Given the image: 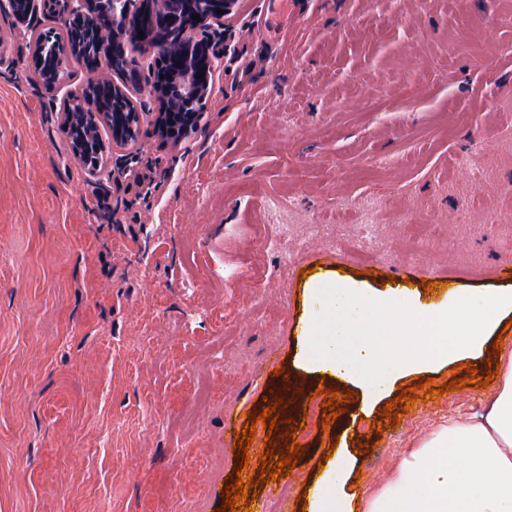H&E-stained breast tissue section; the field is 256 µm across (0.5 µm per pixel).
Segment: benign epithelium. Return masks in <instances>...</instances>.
<instances>
[{
    "label": "benign epithelium",
    "mask_w": 512,
    "mask_h": 512,
    "mask_svg": "<svg viewBox=\"0 0 512 512\" xmlns=\"http://www.w3.org/2000/svg\"><path fill=\"white\" fill-rule=\"evenodd\" d=\"M183 0H146L149 11L161 15L160 26L165 40L161 46L162 56L170 65L167 79L177 82L183 93H171L159 103L158 112L154 113V132L161 142L176 148L181 145L187 132L197 129L204 117L203 108L212 93L213 75L223 62L227 47L224 45L222 29L224 16L217 13L221 9L232 12L235 0H191L193 13L199 15L195 21L180 8ZM89 0H8V12L15 23L32 26L41 16H66L84 20L90 18ZM214 26L213 36L204 39L202 57L189 67L184 62L194 42V33L201 26ZM94 34L101 42L117 40L115 25L107 18L95 21ZM91 78L88 85L108 86L112 89L114 99L125 103L131 112L122 119H109V114L98 111V101L82 89L76 94L81 101V111L74 112L68 108L61 112L60 126L63 133L71 140L74 157H80L86 146L95 145V153L104 155L109 147L101 139L100 127L112 125V144L127 147L138 140L143 113L134 103L132 92L141 88L142 82H133L122 76L117 82L112 78L114 67L102 61L90 64Z\"/></svg>",
    "instance_id": "obj_1"
}]
</instances>
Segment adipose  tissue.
<instances>
[{"instance_id": "1", "label": "adipose tissue", "mask_w": 512, "mask_h": 512, "mask_svg": "<svg viewBox=\"0 0 512 512\" xmlns=\"http://www.w3.org/2000/svg\"><path fill=\"white\" fill-rule=\"evenodd\" d=\"M486 411L451 416L423 437L379 489L346 493L351 459L337 453L308 512H512V346Z\"/></svg>"}]
</instances>
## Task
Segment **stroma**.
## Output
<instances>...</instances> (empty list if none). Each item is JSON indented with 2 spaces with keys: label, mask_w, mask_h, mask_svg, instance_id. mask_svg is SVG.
<instances>
[{
  "label": "stroma",
  "mask_w": 512,
  "mask_h": 512,
  "mask_svg": "<svg viewBox=\"0 0 512 512\" xmlns=\"http://www.w3.org/2000/svg\"><path fill=\"white\" fill-rule=\"evenodd\" d=\"M277 4L236 0L199 129L173 150L143 122L104 187L60 127L88 69L46 90L35 30L0 11V512H215L236 460L224 428L275 402L278 367L304 385L280 411L301 449L253 512H302L334 445L375 441L347 489H378L442 418L485 408L486 388L441 394L455 358L323 429L318 385L353 386L305 373L298 333L326 285L424 303L501 286L512 0H302L272 37L256 23ZM427 380L438 396L373 431Z\"/></svg>",
  "instance_id": "obj_1"
}]
</instances>
